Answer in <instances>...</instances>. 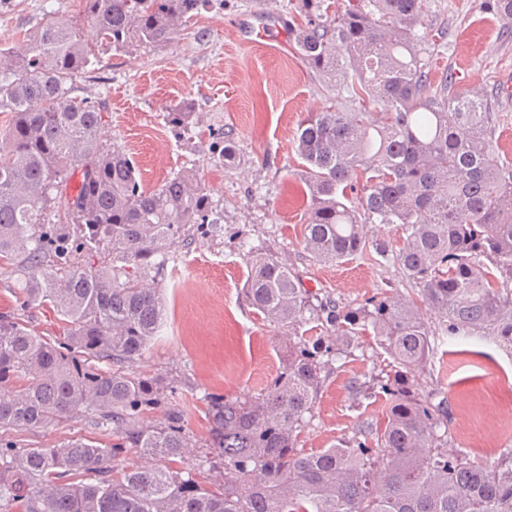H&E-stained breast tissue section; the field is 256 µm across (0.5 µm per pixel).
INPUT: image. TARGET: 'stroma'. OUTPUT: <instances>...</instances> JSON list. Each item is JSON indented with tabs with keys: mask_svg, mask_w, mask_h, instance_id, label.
I'll return each mask as SVG.
<instances>
[{
	"mask_svg": "<svg viewBox=\"0 0 512 512\" xmlns=\"http://www.w3.org/2000/svg\"><path fill=\"white\" fill-rule=\"evenodd\" d=\"M299 0H214L169 42L112 51L88 72L74 77V97L104 113L103 141L133 159L145 188L193 170L197 185L221 215V231L174 241V259L145 275L159 289L165 312L160 335L129 369L174 379L194 438L205 441L204 397L235 396L265 388L282 370L280 325L251 308L243 294L247 255L239 242L263 245L300 276L306 287L330 293L356 307L381 288H407L400 269L366 254L324 264L301 243L307 203L302 162L294 151L298 125L308 114L346 112L350 106L327 78L299 55L292 38L279 52L236 41L231 23L245 14L287 17ZM82 10L80 0H0V42L29 51V36L55 11ZM426 24L437 40L432 80L449 95L480 92L497 116L493 160L512 162V22L485 10L481 0H430ZM189 104L186 128L168 114ZM236 133L237 165L223 160L225 127ZM347 357L325 377L312 418L300 436L311 452L350 436L360 417H380L384 400L354 404L349 386L385 369L388 359L372 337L361 336ZM422 391L448 398L451 442L476 462L496 461L511 443L490 436L495 412L512 407V351L473 337L437 344ZM112 432L90 414L38 429L16 432L15 440L45 448L65 440Z\"/></svg>",
	"mask_w": 512,
	"mask_h": 512,
	"instance_id": "35a3bbf8",
	"label": "stroma"
}]
</instances>
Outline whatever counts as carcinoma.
I'll return each instance as SVG.
<instances>
[{"label":"carcinoma","mask_w":512,"mask_h":512,"mask_svg":"<svg viewBox=\"0 0 512 512\" xmlns=\"http://www.w3.org/2000/svg\"><path fill=\"white\" fill-rule=\"evenodd\" d=\"M81 2L99 45L85 43L78 21L53 15L33 35L35 55L0 44V112L13 113L0 132V262L20 284L13 310L0 313V512H512V448L482 466L448 447V399L421 395L415 380L435 336L512 349V163L488 157L486 100L432 86L428 0H347L340 11L302 0L288 21L301 57L356 108L316 112L297 129L303 247L330 264L372 250L417 295L383 288L350 308L306 289L270 252L249 251L243 293L288 327L283 371L257 394L205 396L210 481L190 467L111 478L131 450L170 460L192 447L171 380L124 369L163 316L159 291L125 268L165 264L174 240L220 217L190 172L145 189L123 150L102 144L103 112L69 82L105 51L169 41L211 0ZM59 203L76 220L77 244L51 221ZM365 224H396L401 241L370 238ZM41 306L64 335L27 327L25 313ZM425 309L440 314L437 329ZM309 322L324 335L299 334ZM366 333L390 370L353 381L352 398L382 395L384 420L362 417L352 436L300 449L336 345ZM79 412L112 424V441L25 448L4 436Z\"/></svg>","instance_id":"1"}]
</instances>
